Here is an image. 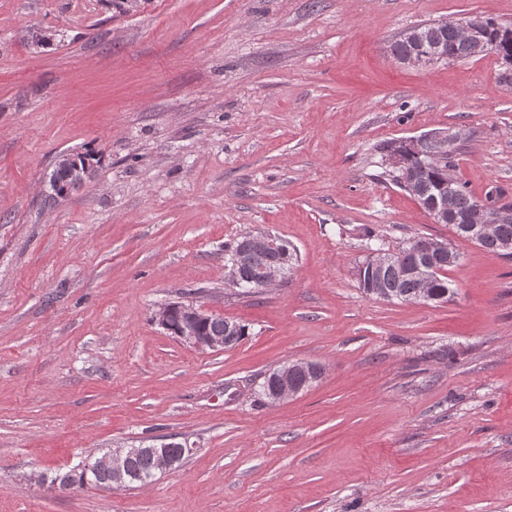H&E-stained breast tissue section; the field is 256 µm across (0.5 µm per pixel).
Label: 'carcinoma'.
Listing matches in <instances>:
<instances>
[{"label": "carcinoma", "instance_id": "cac0c4a2", "mask_svg": "<svg viewBox=\"0 0 512 512\" xmlns=\"http://www.w3.org/2000/svg\"><path fill=\"white\" fill-rule=\"evenodd\" d=\"M470 20L485 28L488 34L497 41L496 55L505 63H511L512 29L484 16H472ZM413 30L418 33L416 40L408 41L401 38L391 45V53L394 57L405 56L420 48L430 50L434 47L441 48L448 54L450 60L472 57L470 48L457 41L452 32L438 22L419 24L413 27ZM376 151L383 157L391 152H400L404 155L407 168L419 176L422 194L417 197V200L420 205L423 206L432 198L447 192L452 193L455 212L459 215L469 213L476 204V200L466 186L454 174L453 152L444 153L434 144L427 142L412 150L402 137L378 143ZM51 179L58 198L80 187V184L69 178L65 170L51 171ZM503 239L512 240V221L498 225L497 237L487 241L483 245V249L496 253L499 241ZM425 240L424 236L415 237L392 252L396 267L387 269L382 280L379 281V288L389 294L387 300L417 301L418 295L421 293L420 281L414 278H402L398 276L397 270L412 268L424 263L425 255L422 254L420 243ZM446 271H448V265L439 264L437 271L433 272L431 292L435 301H446L454 295V288L451 287V283L445 275ZM127 475V486L129 487L137 484L143 486L153 482L156 478V470L151 455L146 453L132 455L128 460ZM56 478L60 480L67 478L69 483L79 488L106 489L112 481L111 476L105 472L86 471L78 465L64 474L56 475Z\"/></svg>", "mask_w": 512, "mask_h": 512}]
</instances>
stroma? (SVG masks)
I'll list each match as a JSON object with an SVG mask.
<instances>
[{
	"instance_id": "1",
	"label": "stroma",
	"mask_w": 512,
	"mask_h": 512,
	"mask_svg": "<svg viewBox=\"0 0 512 512\" xmlns=\"http://www.w3.org/2000/svg\"><path fill=\"white\" fill-rule=\"evenodd\" d=\"M475 15L512 28V0H0V512H512V257L375 150L452 129L456 177L512 203V64L389 50ZM64 151L97 161L54 200ZM258 230L298 260L245 294L224 247ZM415 236L459 252L455 295H366L360 263ZM187 300L247 336L183 346L153 315ZM296 360L322 378L260 404ZM168 438L190 452L148 485L48 483Z\"/></svg>"
}]
</instances>
